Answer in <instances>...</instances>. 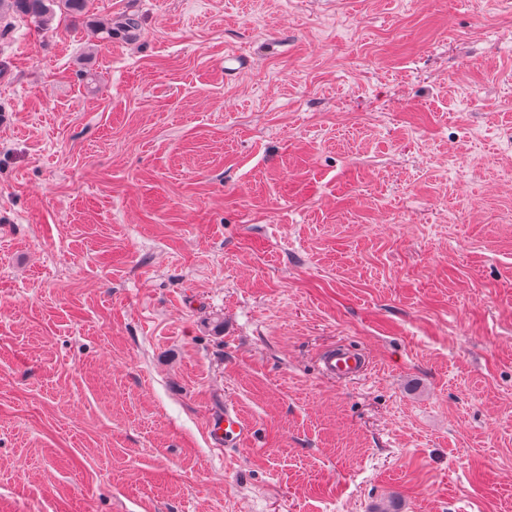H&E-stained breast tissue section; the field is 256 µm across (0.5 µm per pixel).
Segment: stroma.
Wrapping results in <instances>:
<instances>
[{
	"label": "stroma",
	"instance_id": "obj_1",
	"mask_svg": "<svg viewBox=\"0 0 512 512\" xmlns=\"http://www.w3.org/2000/svg\"><path fill=\"white\" fill-rule=\"evenodd\" d=\"M53 25L0 37L7 512H512V8ZM364 367L365 361L358 352L335 348L323 357L321 371L328 379L347 380L362 375ZM249 435V428L237 409L227 404L224 406V419L214 429V436L219 445H240Z\"/></svg>",
	"mask_w": 512,
	"mask_h": 512
}]
</instances>
